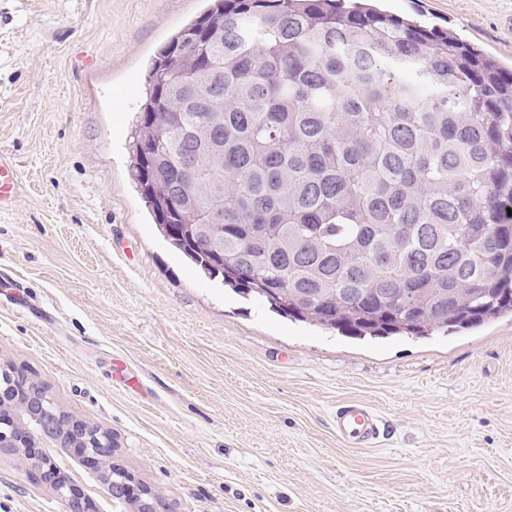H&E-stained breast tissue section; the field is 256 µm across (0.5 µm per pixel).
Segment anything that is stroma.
Wrapping results in <instances>:
<instances>
[{"instance_id": "obj_1", "label": "stroma", "mask_w": 512, "mask_h": 512, "mask_svg": "<svg viewBox=\"0 0 512 512\" xmlns=\"http://www.w3.org/2000/svg\"><path fill=\"white\" fill-rule=\"evenodd\" d=\"M208 0H0V364L111 432L169 512H512V316L357 339L236 294L159 233L131 176L151 62ZM512 70V0H380ZM384 420L338 440V404ZM0 512H68L0 454ZM18 164L0 154V211L11 208L22 191ZM332 426L339 440L362 447L377 443L385 432L382 419L371 408L353 402L336 407Z\"/></svg>"}]
</instances>
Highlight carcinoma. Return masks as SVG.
Segmentation results:
<instances>
[{
    "mask_svg": "<svg viewBox=\"0 0 512 512\" xmlns=\"http://www.w3.org/2000/svg\"><path fill=\"white\" fill-rule=\"evenodd\" d=\"M133 147L161 235L278 313L359 339L512 314V70L452 31L211 0L153 60ZM216 214L222 258L185 228Z\"/></svg>",
    "mask_w": 512,
    "mask_h": 512,
    "instance_id": "obj_1",
    "label": "carcinoma"
}]
</instances>
